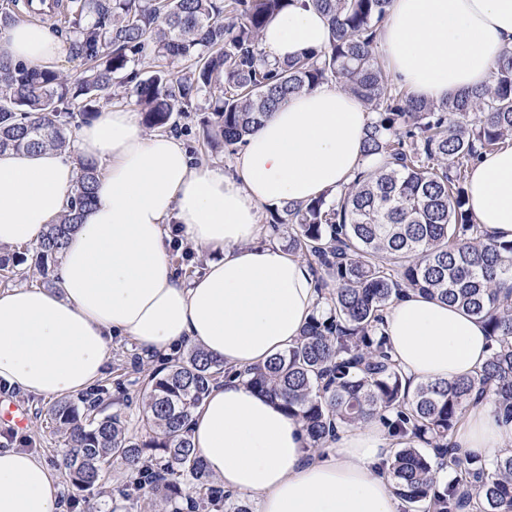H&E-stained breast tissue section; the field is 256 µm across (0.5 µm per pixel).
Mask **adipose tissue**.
Instances as JSON below:
<instances>
[{"instance_id": "obj_1", "label": "adipose tissue", "mask_w": 512, "mask_h": 512, "mask_svg": "<svg viewBox=\"0 0 512 512\" xmlns=\"http://www.w3.org/2000/svg\"><path fill=\"white\" fill-rule=\"evenodd\" d=\"M325 16L290 0L260 48L285 60L322 48ZM512 48V0H393L378 35L391 78L419 98L490 85ZM0 50L38 68L63 42L25 20L0 33ZM372 119L338 85L283 100L248 136L231 171L204 167L176 136L146 133L134 104L109 106L75 132V155L49 148L0 152V247L38 243L64 211L77 161L103 166L96 202L64 248L55 288L0 290V383L52 397L83 391L104 373L112 342L144 355L204 348L232 368L192 417L191 440L225 492L252 494L258 512H398L384 467L393 438L375 420L343 428L327 455L301 425L237 371L266 363L298 338L321 306L308 262L267 240L265 205L306 203L347 186L364 158ZM468 207L484 230L512 241V145L481 155L467 178ZM209 253L202 273L180 277L174 235ZM392 353L410 385L473 376L491 350L485 323L410 292L386 313ZM512 437L488 400L474 403L455 440L488 454ZM62 487L36 456L0 448V512H61Z\"/></svg>"}]
</instances>
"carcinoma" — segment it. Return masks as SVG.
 <instances>
[{"label":"carcinoma","instance_id":"carcinoma-1","mask_svg":"<svg viewBox=\"0 0 512 512\" xmlns=\"http://www.w3.org/2000/svg\"><path fill=\"white\" fill-rule=\"evenodd\" d=\"M32 2L7 0L0 30L22 8L43 14ZM288 2L66 0L61 20L81 69L30 67L0 51V152L68 150L74 119L94 117L113 96L133 102L154 132L201 112L207 145L232 154L287 96L328 82L351 92L372 113L364 156L385 163L330 198L269 209L270 235L288 232V250L311 265L326 309L292 346L237 376L280 400L316 450L340 429L379 418L400 445L389 464L393 492L415 512H512V452L487 459L455 441L485 394L512 420V242L475 223L465 177L481 152L512 137V49L499 54L493 85L425 101L387 82L377 32L392 0H309L328 19L327 45L272 63L259 35ZM78 165L65 214L33 250L42 270L61 260L95 203L99 164ZM410 290L486 323L491 353L477 376L406 386L384 317ZM226 373L224 361L199 347L164 360L143 379L135 434L101 388L55 401L50 419L70 448L66 482L91 494L118 459L134 505L147 496L169 512H251L214 484L190 438L193 412ZM186 481L195 495L185 494Z\"/></svg>","mask_w":512,"mask_h":512}]
</instances>
